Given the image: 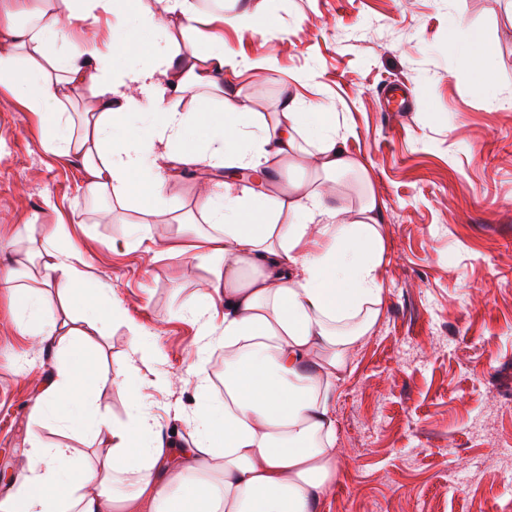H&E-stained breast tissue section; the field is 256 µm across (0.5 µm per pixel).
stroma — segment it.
Segmentation results:
<instances>
[{
  "instance_id": "35a3bbf8",
  "label": "stroma",
  "mask_w": 512,
  "mask_h": 512,
  "mask_svg": "<svg viewBox=\"0 0 512 512\" xmlns=\"http://www.w3.org/2000/svg\"><path fill=\"white\" fill-rule=\"evenodd\" d=\"M264 30L224 28V44L249 62L225 72L251 111L268 117L285 99L336 115L345 150L365 178L338 176L332 191L356 218L376 199L385 244L384 300L375 330L338 384L336 477L322 512H502L512 499V0H254ZM479 30L495 60L483 93L455 46ZM404 85L411 109L389 111L386 83ZM161 165L166 188L82 214L71 202L82 179L78 157L46 151L34 117L0 93V240L19 226L64 219L88 263L92 285L114 290L125 317L95 340L102 370L125 365L130 387H99L96 402L114 421L136 392L162 428L191 432L192 362L222 403L224 350L204 343L190 304L211 273L187 255L158 256L139 233L180 240L179 225L209 232L199 178L179 154ZM51 196L57 214L41 210ZM124 242L113 250V242ZM0 291V500L14 492L30 435L70 448L85 462L100 443L43 421L32 409L55 374L58 348L22 332ZM155 330L165 361L143 365L128 322ZM167 374L168 385L156 383Z\"/></svg>"
}]
</instances>
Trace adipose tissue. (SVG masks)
<instances>
[{
    "label": "adipose tissue",
    "instance_id": "ef3b65f1",
    "mask_svg": "<svg viewBox=\"0 0 512 512\" xmlns=\"http://www.w3.org/2000/svg\"><path fill=\"white\" fill-rule=\"evenodd\" d=\"M223 21L265 26L253 0L206 14L192 0H0V88L36 118L49 152L80 157L72 211L90 199H123L134 179L160 196L162 145L179 147L187 165L233 161L258 176L257 187L214 183L203 196L214 232L194 245L193 257L215 279L190 311L203 319L201 336L223 332L224 401L202 405L191 442L179 451L159 438L138 394L122 422L92 401L90 389L103 377L85 341L106 335L123 309L112 294L86 297L87 263L63 221L0 268V290L14 296L20 319L63 351L35 419L53 416L110 448L92 466L32 437L28 467L0 512H320L336 476L337 384L381 314L379 209L368 201L350 221L319 185L292 182L280 198L267 191L271 160L306 144L325 176L362 165L345 151L335 113L290 99L274 120L259 122L225 98V69L238 73L245 64L215 31ZM70 29L86 42L51 51ZM118 54L125 64L116 65ZM85 89L95 111L77 118L73 105ZM199 91L223 99V111L177 112L167 104ZM146 107L156 118L150 142L135 131ZM201 122L209 135L199 145L190 130ZM48 288L63 293L64 311L82 309L78 326L41 319ZM218 295L219 326L207 316Z\"/></svg>",
    "mask_w": 512,
    "mask_h": 512
}]
</instances>
